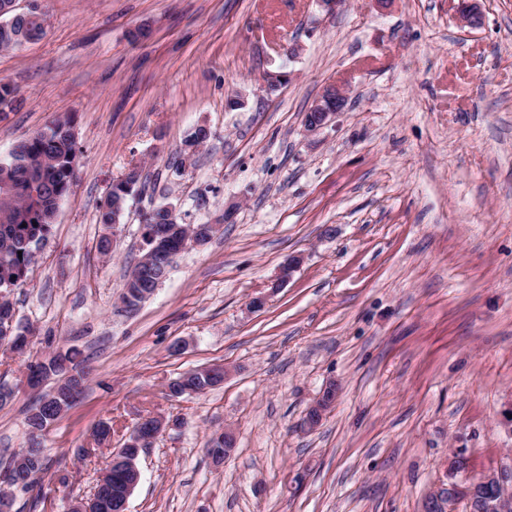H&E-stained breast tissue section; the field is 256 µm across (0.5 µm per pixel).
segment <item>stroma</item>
<instances>
[{
  "label": "stroma",
  "instance_id": "stroma-1",
  "mask_svg": "<svg viewBox=\"0 0 512 512\" xmlns=\"http://www.w3.org/2000/svg\"><path fill=\"white\" fill-rule=\"evenodd\" d=\"M46 34L0 52V156L69 117L77 178L26 282L11 298L32 335L0 349V460L27 443L37 396L27 363L77 349L80 399L44 434L39 493L13 512H67L92 496L140 417L180 420L140 456L129 512H422L451 449L468 475L506 464L512 434V0H17ZM299 45L288 57L291 45ZM288 85L267 93L266 72ZM348 103L308 136L327 84ZM241 95L245 108L228 111ZM210 138L189 160L199 125ZM142 176L118 246L98 251L113 182ZM233 223L177 255L136 309L120 295L144 246V212L174 204ZM290 255L300 268L273 282ZM266 307L250 311L251 297ZM212 365L224 384L169 397L167 383ZM335 405L305 428L327 384ZM108 446L88 451L99 422ZM233 429L221 465L211 438Z\"/></svg>",
  "mask_w": 512,
  "mask_h": 512
}]
</instances>
